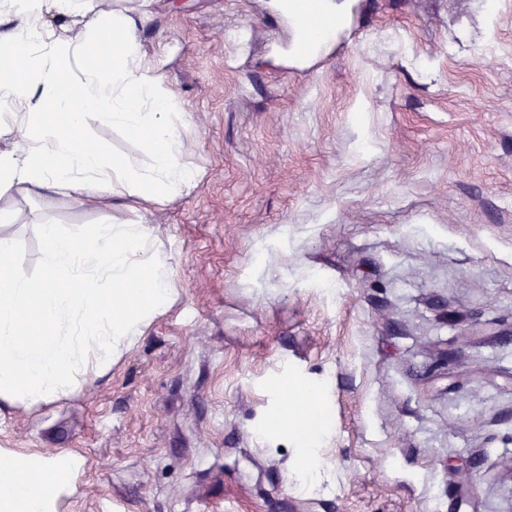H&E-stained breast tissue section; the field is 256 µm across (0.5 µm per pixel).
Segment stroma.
<instances>
[{
  "label": "stroma",
  "mask_w": 512,
  "mask_h": 512,
  "mask_svg": "<svg viewBox=\"0 0 512 512\" xmlns=\"http://www.w3.org/2000/svg\"><path fill=\"white\" fill-rule=\"evenodd\" d=\"M281 5L89 0L147 11L196 183L17 195L0 231L37 283L39 225H150L178 293L106 376L0 413V448L85 457L60 512H512V0H348L309 60ZM300 408L318 435L266 431Z\"/></svg>",
  "instance_id": "stroma-1"
}]
</instances>
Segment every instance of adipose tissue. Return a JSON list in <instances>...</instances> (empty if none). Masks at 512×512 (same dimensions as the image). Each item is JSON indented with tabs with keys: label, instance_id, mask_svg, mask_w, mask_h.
Instances as JSON below:
<instances>
[{
	"label": "adipose tissue",
	"instance_id": "1",
	"mask_svg": "<svg viewBox=\"0 0 512 512\" xmlns=\"http://www.w3.org/2000/svg\"><path fill=\"white\" fill-rule=\"evenodd\" d=\"M83 10V0H0V199L125 193L146 209L189 192L171 120L180 102L145 60L141 17L115 10L77 33ZM97 123L142 142L150 164L104 157L86 137ZM39 234L47 275L37 291L0 234V409L66 399L105 375L176 294L149 225L101 224L78 240L43 224ZM84 468L67 450L0 448V512H59Z\"/></svg>",
	"mask_w": 512,
	"mask_h": 512
}]
</instances>
